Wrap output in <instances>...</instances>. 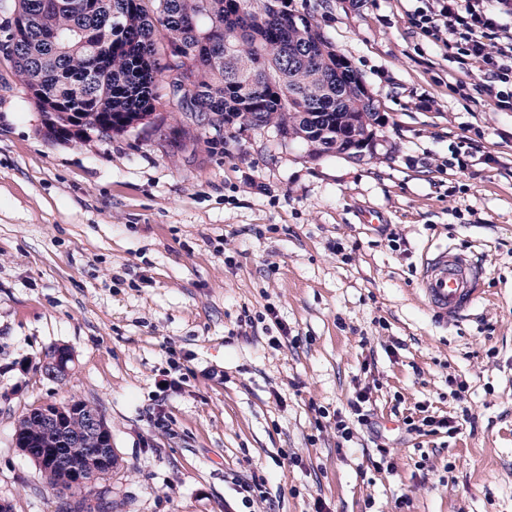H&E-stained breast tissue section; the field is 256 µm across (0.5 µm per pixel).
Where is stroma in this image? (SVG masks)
<instances>
[{
  "label": "stroma",
  "mask_w": 512,
  "mask_h": 512,
  "mask_svg": "<svg viewBox=\"0 0 512 512\" xmlns=\"http://www.w3.org/2000/svg\"><path fill=\"white\" fill-rule=\"evenodd\" d=\"M285 3L368 87L382 120L371 161L193 123L163 81L142 123L51 141L0 51V501L12 512H58L15 446L18 419L77 399L112 430L116 464L97 483L112 512H314L318 500L393 512L402 495L406 512H512V112L458 93L463 73L411 27L409 0ZM370 210L383 224L363 223ZM444 247L483 266L489 293L447 326L418 295ZM56 347L73 355L62 379L43 369ZM175 368L159 425L156 384ZM363 386L389 471L366 430L342 445L316 420ZM422 405L460 430L402 439ZM289 452L303 465H285ZM254 474L267 499L242 504L234 482Z\"/></svg>",
  "instance_id": "35a3bbf8"
}]
</instances>
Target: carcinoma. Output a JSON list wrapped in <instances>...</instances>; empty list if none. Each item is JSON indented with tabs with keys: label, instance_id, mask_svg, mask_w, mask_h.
Instances as JSON below:
<instances>
[{
	"label": "carcinoma",
	"instance_id": "cac0c4a2",
	"mask_svg": "<svg viewBox=\"0 0 512 512\" xmlns=\"http://www.w3.org/2000/svg\"><path fill=\"white\" fill-rule=\"evenodd\" d=\"M44 0H14L8 43L17 76L27 85L53 138L88 131L120 132L156 109L154 85L164 76L184 82L182 112L211 125L271 126L304 142L310 155L340 154L353 122L378 120L372 98L346 57L309 16L294 14L278 0H66L53 12ZM209 42L192 56V71L164 62L168 50ZM106 56L105 69L91 74L92 59ZM55 434L38 422L39 410L23 415L15 436L56 459L32 458L54 491L74 498L80 462L60 446L65 435L84 433L99 409L82 400Z\"/></svg>",
	"mask_w": 512,
	"mask_h": 512
}]
</instances>
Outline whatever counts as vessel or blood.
I'll list each match as a JSON object with an SVG mask.
<instances>
[{
	"mask_svg": "<svg viewBox=\"0 0 512 512\" xmlns=\"http://www.w3.org/2000/svg\"><path fill=\"white\" fill-rule=\"evenodd\" d=\"M419 287L434 316L448 323L458 321L487 293L482 268L468 256L448 248L428 259Z\"/></svg>",
	"mask_w": 512,
	"mask_h": 512,
	"instance_id": "1",
	"label": "vessel or blood"
}]
</instances>
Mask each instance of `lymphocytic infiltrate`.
Here are the masks:
<instances>
[{
	"mask_svg": "<svg viewBox=\"0 0 512 512\" xmlns=\"http://www.w3.org/2000/svg\"><path fill=\"white\" fill-rule=\"evenodd\" d=\"M411 25L443 48L449 62L471 81L476 93L500 112H512V0H411ZM371 393L360 388L347 411H336L341 442H352L357 427L369 425Z\"/></svg>",
	"mask_w": 512,
	"mask_h": 512,
	"instance_id": "f902f5d3",
	"label": "lymphocytic infiltrate"
}]
</instances>
